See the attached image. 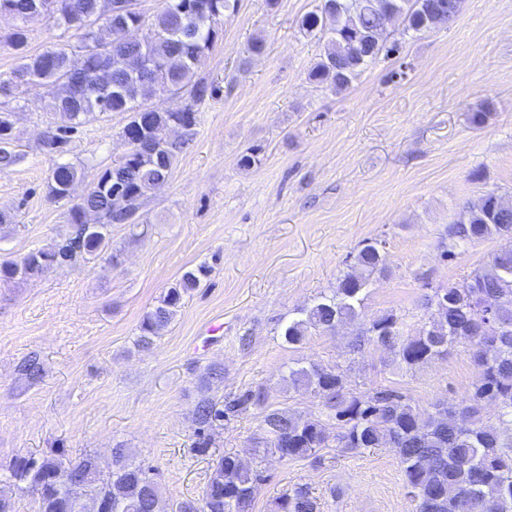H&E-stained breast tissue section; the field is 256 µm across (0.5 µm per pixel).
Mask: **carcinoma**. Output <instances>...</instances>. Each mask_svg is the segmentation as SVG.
Listing matches in <instances>:
<instances>
[{
    "label": "carcinoma",
    "instance_id": "carcinoma-1",
    "mask_svg": "<svg viewBox=\"0 0 512 512\" xmlns=\"http://www.w3.org/2000/svg\"><path fill=\"white\" fill-rule=\"evenodd\" d=\"M116 2L0 0V14L15 21L7 35H0V45L21 60L0 73V94L41 89L47 108L60 119L44 147L65 153L69 134L108 112L128 113L122 134L134 143L128 158L110 166L58 162L52 167L47 194L55 202L69 200V188L85 183L83 195L69 208L71 230L44 247L0 262V281L33 279L52 265H74L112 248V238L105 234L112 225L140 224L144 200L160 179L170 176L184 146L167 137L174 120L182 122L184 134L192 135L199 123L195 106L214 92L205 80L192 78L218 41L225 13L235 10L238 0H161L150 17L141 11L114 13L109 6ZM463 5L464 0H319L303 17L301 29L307 35H328V45L308 78L345 91L377 59L399 51L398 42L386 34L391 13L404 16L406 30L422 34L455 19ZM37 21L74 37L76 44L66 41L30 53L29 25ZM133 28L146 30V35L131 36ZM75 51L85 58L81 67L72 64ZM182 88L191 98L184 107L159 111L148 105L158 94ZM140 128L156 132L157 140L140 143ZM13 129V113L0 112L1 171L19 160L7 147ZM493 235L512 239V206H501L495 194L487 193L465 205L461 220L448 227L446 257ZM385 272L379 243L363 244L337 288L288 319L282 333L285 342L296 347L316 332L358 324L368 285ZM209 274L204 264L184 272L143 315L135 346L152 349L184 297ZM486 298L503 304L501 325H488L481 316ZM425 305L434 313L415 335L404 334L399 317L386 312L362 325L355 348L370 343L408 371L456 346L465 348L478 379L455 409L436 403L433 411L422 412L390 387L352 391L338 364H298L288 369V386L309 393L321 409L320 416L304 418L270 408L263 387L225 400L208 396L211 382L223 374L222 368L210 365L199 376L202 396L193 412L200 449L207 448L205 430L215 423L260 409L257 445L285 461L307 458L331 443L343 452L390 446L399 457L404 488L417 495L415 512H512V249L492 254L460 282L433 289ZM489 405L495 408L493 420L485 416ZM83 464L93 468L84 495L98 503L97 512H253L263 482L258 470L228 453L214 460L201 498L165 505L154 469L130 462L122 443L112 448L106 469L95 455L73 460L63 449L53 448L39 458L16 461L10 476L41 487L38 512H82L79 505H68L66 480ZM275 512H319V505L298 487L275 502Z\"/></svg>",
    "mask_w": 512,
    "mask_h": 512
}]
</instances>
